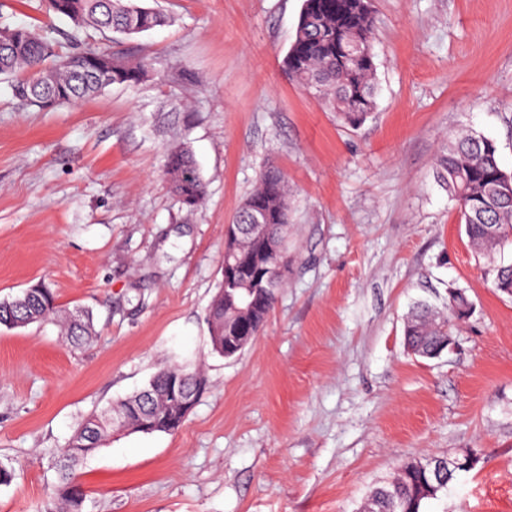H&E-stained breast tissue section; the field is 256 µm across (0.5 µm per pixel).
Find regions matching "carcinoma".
Instances as JSON below:
<instances>
[{
	"label": "carcinoma",
	"instance_id": "carcinoma-1",
	"mask_svg": "<svg viewBox=\"0 0 512 512\" xmlns=\"http://www.w3.org/2000/svg\"><path fill=\"white\" fill-rule=\"evenodd\" d=\"M49 6L72 23L73 32L67 39L75 50L61 53L54 41L31 28L0 29V75L12 77L16 98L42 106L46 88L58 93V104L102 92L108 84L75 77L89 57L98 62L99 70L112 71L114 84L143 79L145 63L116 58L83 42L79 33L93 28L130 37L164 25L163 15L133 0H49ZM374 27L369 0H303L294 41L283 58L285 73L349 126L363 123L376 107ZM166 175L172 193L186 208L191 210L202 203L206 185L188 149L169 151ZM436 175L454 203L477 256L484 258L489 251L498 253L512 245V174L500 167L493 140L474 132L450 139L437 156ZM254 212L271 225L280 244L278 252L262 253L260 240L241 231L224 246V264L254 261L260 278L270 283L272 290L245 310L240 301L245 289L232 285L219 289L208 307L206 323L212 352L220 356H235L259 335L277 291L285 285L291 223L289 190L288 180L274 166L260 173L234 223H251ZM488 274L498 291L512 289V262L490 267ZM448 310L445 315L426 304L414 306L404 326L407 344L420 351L436 348L453 323L464 318L454 307ZM44 322L57 325L60 335L73 347L90 343L94 336L90 314L59 309L51 288L44 284L11 300H0V326L22 328ZM205 386L201 370L167 364L140 391L84 418L67 445L59 449L56 483L38 512H83L85 493L77 481V468L83 461L114 433L177 431ZM447 490L448 478L431 470L428 459H414L371 491L365 510L422 512L426 501Z\"/></svg>",
	"mask_w": 512,
	"mask_h": 512
}]
</instances>
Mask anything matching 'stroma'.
I'll list each match as a JSON object with an SVG mask.
<instances>
[{"instance_id":"stroma-1","label":"stroma","mask_w":512,"mask_h":512,"mask_svg":"<svg viewBox=\"0 0 512 512\" xmlns=\"http://www.w3.org/2000/svg\"><path fill=\"white\" fill-rule=\"evenodd\" d=\"M169 25L128 39L136 85L42 109L0 80V300L44 283L93 315L71 347L51 323L0 327V512H34L57 451L92 412L164 364L207 385L175 433H118L78 469L85 512H359L404 462L479 461L424 512H512V296L494 288L436 180L458 131L493 139L512 173V0H373L377 106L341 123L282 60L303 0H139ZM56 41L48 0H0V28ZM192 151L206 185L187 210L165 176ZM288 179L286 285L231 358L206 310L224 281V234L261 170ZM473 312L456 350L408 352L418 301Z\"/></svg>"}]
</instances>
